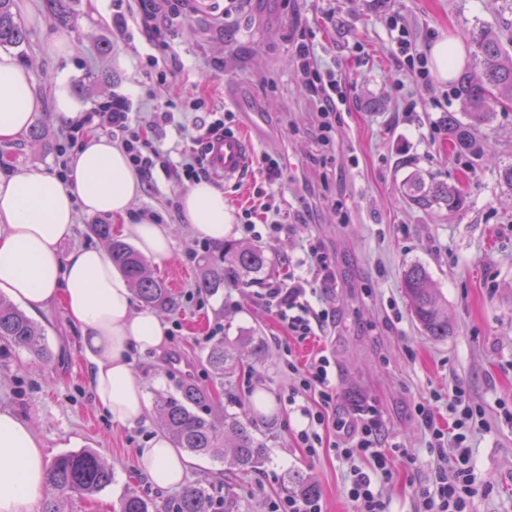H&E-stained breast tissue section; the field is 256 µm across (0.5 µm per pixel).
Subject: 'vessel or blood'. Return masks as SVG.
<instances>
[{"instance_id":"vessel-or-blood-1","label":"vessel or blood","mask_w":512,"mask_h":512,"mask_svg":"<svg viewBox=\"0 0 512 512\" xmlns=\"http://www.w3.org/2000/svg\"><path fill=\"white\" fill-rule=\"evenodd\" d=\"M267 137L262 113L249 112L244 116L241 135L227 136L215 141L210 157L224 181H235L243 175L254 143Z\"/></svg>"}]
</instances>
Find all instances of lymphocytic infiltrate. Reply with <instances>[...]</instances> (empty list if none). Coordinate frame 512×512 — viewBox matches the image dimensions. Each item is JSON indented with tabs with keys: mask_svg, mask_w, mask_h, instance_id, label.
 I'll use <instances>...</instances> for the list:
<instances>
[{
	"mask_svg": "<svg viewBox=\"0 0 512 512\" xmlns=\"http://www.w3.org/2000/svg\"><path fill=\"white\" fill-rule=\"evenodd\" d=\"M189 0H139V12L134 21L147 33L150 41L165 54H172L170 43L172 22ZM291 51L303 84L317 106L320 117V137L328 139L349 97V88L335 71L324 68L314 50L312 37L306 30L294 31ZM184 111L196 113L193 125L178 121L168 106H158L153 125L173 127L180 146V160H173L171 150L150 138L133 116L125 99L112 97L91 108L79 118L76 131L96 129L109 134L119 142L131 167L141 179L152 181L155 172H162L178 185L201 180L215 181L216 173L209 162L210 141L216 136L230 134L236 114L232 110L217 111L208 108L205 98H188ZM307 253L316 268L310 279H294L288 287L268 288L266 296L275 307L278 318L297 341H304L322 330L332 317L326 306H314L312 297L319 289L330 287L336 274L321 244L308 242ZM294 386L289 399L316 396L315 409H303L307 423L298 431L297 439L309 454H316L323 444L320 431L333 426L339 439L333 449L337 458L349 463L346 475V494L354 512H388L387 506L375 490L380 480L390 479L395 460L408 457V449L400 444L382 446L378 436L380 416L375 408H368L360 418L345 421L336 416V383L331 361L327 355L315 357L305 368L289 365ZM447 400L452 417L449 425L438 424L435 405ZM416 412L425 431V451L438 465L431 483L417 493L419 512H472L476 496H491L490 488L477 482L473 465L470 436L475 418L483 408L476 403L463 385L452 387L448 396L430 393L416 405ZM368 460V469L355 467V458Z\"/></svg>",
	"mask_w": 512,
	"mask_h": 512,
	"instance_id": "lymphocytic-infiltrate-1",
	"label": "lymphocytic infiltrate"
}]
</instances>
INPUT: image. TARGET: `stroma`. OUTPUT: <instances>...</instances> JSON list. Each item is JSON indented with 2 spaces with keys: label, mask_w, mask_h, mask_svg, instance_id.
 <instances>
[{
  "label": "stroma",
  "mask_w": 512,
  "mask_h": 512,
  "mask_svg": "<svg viewBox=\"0 0 512 512\" xmlns=\"http://www.w3.org/2000/svg\"><path fill=\"white\" fill-rule=\"evenodd\" d=\"M78 30L66 58L46 54L54 30L42 0H16L29 30L12 54L30 72L40 101L33 123L41 134L0 142V171L52 173L55 149L67 136L68 120L55 113V92L65 87L82 109L121 95L141 125H149L157 103L181 106L198 91L211 105L236 114L256 108L275 140L261 149L281 159L282 179L272 191L282 204L313 212L296 232L256 238L232 226L230 242L261 246L267 264L258 274L228 277L208 295L197 286L202 266L189 254L196 238L174 208L182 191L163 175L142 184L133 209L158 212L172 230L170 258L147 264L178 301L164 313L169 335L156 350L136 354L133 367L149 401L176 393L185 381L209 390L230 413H242L256 393L271 401L270 412L251 414L252 430L266 456L256 471L228 469L212 456H192L188 482L209 490L210 512H265L268 500L283 496L288 473L310 477L324 512H352L346 496L347 466L328 445L309 454L296 441L306 420L304 398L288 400V361L305 365L326 353L336 371V414L348 419L367 406L377 408L382 436L414 455L398 461L379 489L392 512H417L418 489L434 472L424 451L425 434L415 405L430 391L465 385L485 409L486 427L476 428L470 446L481 484L492 497H476L472 512H512V189L499 169L512 163V107L497 110L476 131L485 155L466 160L448 150L439 121L464 109L452 84L422 81L392 52V22L406 27L416 51L427 52L442 35L455 37L462 67L475 70L472 32L484 26L512 28L506 0H247L233 30L220 33L215 20L222 0L209 10L182 11L173 21V44L184 65L177 80L159 82L146 57L154 53L137 25L132 48H112V0H74ZM312 35L319 57L341 73L353 90L341 119L322 144L312 98L291 54L294 25ZM422 175L461 187L462 210L410 205L402 185ZM319 242L336 267V285L324 303L334 311L321 335L297 342L266 300L270 286H287L310 276L303 245ZM421 264L448 303L453 332L425 336L414 322L402 288V273ZM44 333L49 360L23 351L0 355V403L26 420L45 445L47 460L81 448L95 449L112 465L114 478L97 496L68 497L61 512H118L121 498L137 491L156 505L176 499L178 489L148 482L139 469L138 448L160 432L157 408L145 421L118 425L97 409L87 382L80 330L62 305L34 318ZM234 343L223 378L206 362L205 338L215 324Z\"/></svg>",
  "instance_id": "1"
}]
</instances>
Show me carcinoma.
Returning <instances> with one entry per match:
<instances>
[{
	"label": "carcinoma",
	"instance_id": "obj_1",
	"mask_svg": "<svg viewBox=\"0 0 512 512\" xmlns=\"http://www.w3.org/2000/svg\"><path fill=\"white\" fill-rule=\"evenodd\" d=\"M46 13L55 24L73 29V0H44ZM28 39L24 22L14 12V0H0V48L19 47ZM474 57L481 69L476 78L465 72L456 81L455 95L462 102L470 123L448 114L444 125L448 143L459 156L478 159L483 147L474 130L488 122L493 111L505 101L512 102V53L505 48L503 35L497 29L485 27L471 37ZM406 200L418 208L444 207L450 211L463 208L465 197L455 185L415 175L403 183ZM91 230L109 242L112 263L127 277L144 306L158 311H171L176 302L166 284L147 275L146 260L130 244L112 238L109 224H93ZM204 274L198 288L216 292L224 287L225 269L258 273L265 266L263 250L224 245L219 257L204 251ZM402 288L410 311L426 336L448 337L453 328L448 320V304L434 288L425 267L413 265L402 277ZM0 344L25 349L33 354H45V339L35 323L10 300L0 295ZM205 357L214 374L224 376V364L231 357L224 339H210ZM157 408L161 427L175 447L195 454H209L222 449V463L240 472L253 471L262 462L266 448L250 431L247 419L224 413V424L211 419L213 405L209 396L192 384L181 386L175 395L159 397ZM113 467L93 449L69 452L57 457L50 465L48 482L61 496L76 495L91 498L112 483ZM297 494L317 496V485L297 472L287 477ZM209 498L205 489L189 485L177 497L173 512H208ZM153 504L146 498L129 493L121 501V512H152Z\"/></svg>",
	"mask_w": 512,
	"mask_h": 512
}]
</instances>
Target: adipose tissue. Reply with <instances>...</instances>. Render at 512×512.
<instances>
[{"instance_id": "1", "label": "adipose tissue", "mask_w": 512, "mask_h": 512, "mask_svg": "<svg viewBox=\"0 0 512 512\" xmlns=\"http://www.w3.org/2000/svg\"><path fill=\"white\" fill-rule=\"evenodd\" d=\"M39 106L28 70L0 53V141L21 135ZM140 191V178L124 152L97 133L80 146L71 183L38 171L0 174V292L35 314L63 305L82 331L94 403L119 425L141 422L148 412L132 354L160 347L166 324L154 314L135 312L129 282L104 249L80 246L66 252L62 244L82 211L123 219L124 234L146 258L167 259L170 228L131 217ZM179 203L194 236L223 243L233 222L223 191L203 180L189 186ZM138 459L154 485L175 488L187 476V457L164 434L152 436ZM47 492L43 442L11 408L0 407V512H34Z\"/></svg>"}]
</instances>
